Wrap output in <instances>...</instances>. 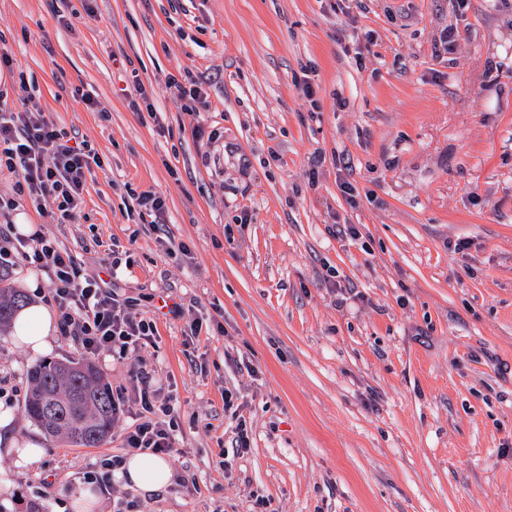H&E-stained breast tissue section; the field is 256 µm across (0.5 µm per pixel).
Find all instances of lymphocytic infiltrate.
Masks as SVG:
<instances>
[{
    "label": "lymphocytic infiltrate",
    "mask_w": 512,
    "mask_h": 512,
    "mask_svg": "<svg viewBox=\"0 0 512 512\" xmlns=\"http://www.w3.org/2000/svg\"><path fill=\"white\" fill-rule=\"evenodd\" d=\"M97 160L87 145L71 144L44 112H15L0 99V165L16 172L19 190L49 207L59 223L77 220L86 175ZM16 254L46 278L62 333L76 337L85 352L129 360L152 342L153 323L133 316L130 300L119 299L102 278L81 276L76 258L52 240L37 232L28 239L17 237L13 247H0V267L12 266ZM130 400L147 416L125 434L124 447L155 455L173 453L179 412L172 398H160L148 372L139 369L132 377ZM157 408L163 420L151 419Z\"/></svg>",
    "instance_id": "f902f5d3"
}]
</instances>
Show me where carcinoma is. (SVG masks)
<instances>
[{"label": "carcinoma", "mask_w": 512, "mask_h": 512, "mask_svg": "<svg viewBox=\"0 0 512 512\" xmlns=\"http://www.w3.org/2000/svg\"><path fill=\"white\" fill-rule=\"evenodd\" d=\"M23 294L0 283V332L22 306ZM25 412L47 435L76 448H97L112 432L114 403L108 383L88 361L41 363L28 370Z\"/></svg>", "instance_id": "cac0c4a2"}]
</instances>
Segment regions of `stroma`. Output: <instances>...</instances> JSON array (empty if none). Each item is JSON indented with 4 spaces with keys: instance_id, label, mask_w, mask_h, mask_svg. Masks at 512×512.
Wrapping results in <instances>:
<instances>
[{
    "instance_id": "35a3bbf8",
    "label": "stroma",
    "mask_w": 512,
    "mask_h": 512,
    "mask_svg": "<svg viewBox=\"0 0 512 512\" xmlns=\"http://www.w3.org/2000/svg\"><path fill=\"white\" fill-rule=\"evenodd\" d=\"M1 50L12 109L100 164L73 224L1 168L0 226L85 275L129 253L109 286L156 336L93 362L116 397L145 365L181 414L163 493L85 484L127 457L137 406L101 447L49 439L24 410L34 360L0 335V406L42 447L0 457V512H75L83 484L90 512H512V0H0ZM188 73L212 81L190 110ZM138 82L154 112L130 108ZM165 295L179 315L155 316ZM189 77L187 78L186 83L173 81V83L170 85V88H174V97L180 102L186 99H188L190 102H200L206 99L208 90L205 86V83L199 78L192 79ZM234 397L237 399V397L232 394L231 392H225L224 394V415L228 413L230 415L231 419L237 420V424L235 426L236 431V439H235V448H236V454L243 455L244 453H247L248 449L250 448V440L248 435V429L246 425L245 419H242L241 416L237 413L238 406L234 409L235 402Z\"/></svg>"
}]
</instances>
